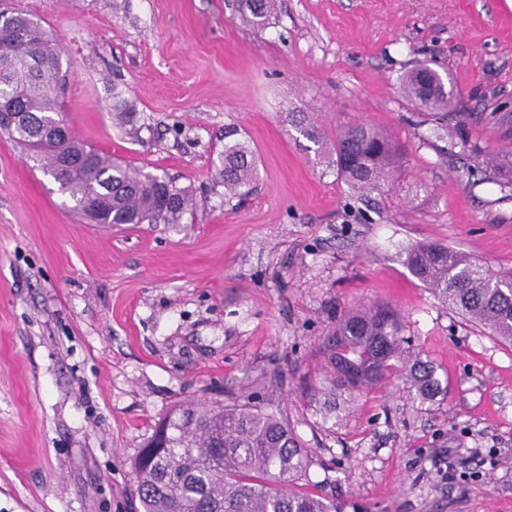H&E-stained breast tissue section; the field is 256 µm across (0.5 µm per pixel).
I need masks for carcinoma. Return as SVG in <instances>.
Masks as SVG:
<instances>
[{"label": "carcinoma", "instance_id": "1", "mask_svg": "<svg viewBox=\"0 0 512 512\" xmlns=\"http://www.w3.org/2000/svg\"><path fill=\"white\" fill-rule=\"evenodd\" d=\"M277 0H237L245 22L263 23ZM60 47L52 33L20 13L0 12V100L22 113L9 137L30 150V129L60 118ZM404 91L436 130L460 113L440 75L422 65L405 78ZM485 119L512 141V112ZM235 128L224 129L220 175L224 196L244 200L257 179L255 153ZM73 202L72 211L93 224H180L193 209L189 188L154 175L70 135L30 155ZM70 160L63 165L64 160ZM331 166L358 193L381 192L402 173L401 146L387 133L354 124L336 134ZM512 189V150L495 157ZM411 273L469 322L512 344V271L494 270L444 244H416L406 251ZM404 327L389 304L372 302L336 320L323 352L339 386L359 392L394 372H405L419 393L443 392L436 367L405 350ZM312 463L280 411L259 402L189 401L170 408L132 459L134 495L141 512H358L351 501L325 500L292 490Z\"/></svg>", "mask_w": 512, "mask_h": 512}]
</instances>
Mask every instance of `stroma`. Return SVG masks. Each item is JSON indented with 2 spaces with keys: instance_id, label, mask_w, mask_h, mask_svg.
<instances>
[{
  "instance_id": "35a3bbf8",
  "label": "stroma",
  "mask_w": 512,
  "mask_h": 512,
  "mask_svg": "<svg viewBox=\"0 0 512 512\" xmlns=\"http://www.w3.org/2000/svg\"><path fill=\"white\" fill-rule=\"evenodd\" d=\"M1 10L60 46L71 132L175 177L194 207L179 224L88 223L0 133V512H136L131 460L161 418L232 396L287 415L312 451L300 491L362 512H512V344L405 264L439 241L512 269V194L491 164L512 145L482 119L512 104V0H278L260 27L227 0ZM422 64L461 113L443 134L403 91ZM350 123L402 146L389 191L359 196L326 163ZM228 127L258 159L241 202L219 175ZM376 301L444 391L424 400L398 376L326 406L323 342Z\"/></svg>"
}]
</instances>
